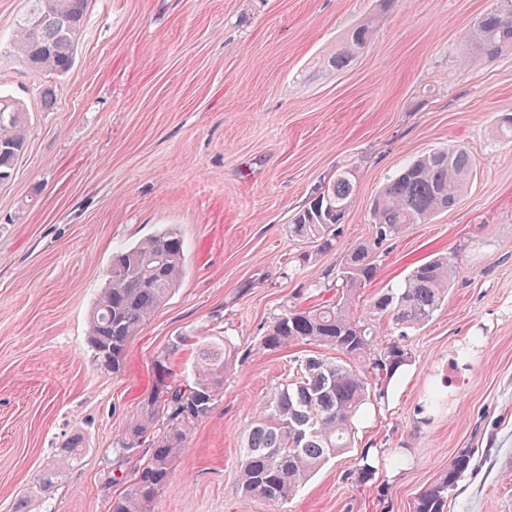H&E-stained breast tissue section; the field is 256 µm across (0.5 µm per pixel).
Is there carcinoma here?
Segmentation results:
<instances>
[{
	"mask_svg": "<svg viewBox=\"0 0 512 512\" xmlns=\"http://www.w3.org/2000/svg\"><path fill=\"white\" fill-rule=\"evenodd\" d=\"M11 43L12 55L34 74L63 75L73 67L84 30L89 0H26ZM373 21L350 28L327 57L338 71L351 64L374 39ZM464 62L492 59L512 50V0L479 17L464 35ZM28 117L24 105L0 94V186L12 180L25 151ZM475 161L463 145L423 154L409 161L376 194L370 207L375 238L351 247L336 273V301L309 308L290 307L261 336L259 347L278 351L308 342L329 347L349 362L321 356L302 358L297 376L275 390L243 440L238 488L241 495L277 507L321 466L351 447L355 421L374 396L385 397L390 381L410 361L405 337L425 326L448 296L456 273L455 258L438 257L415 266L396 288H381L357 311L362 290L377 277L374 255L386 239L409 224H424L455 206L467 189ZM356 169L337 170L312 194L307 206L288 225L292 239L320 253L336 241L356 194ZM184 243L173 231H162L140 243L112 253L105 287L94 301L87 341L92 362L114 374L124 368L131 341L170 297L184 266ZM387 323L397 339L376 347ZM197 349L192 375L176 383L169 355L184 346ZM235 356L229 339L177 336L154 360L156 381L137 405L120 439L124 453L142 452L139 466L112 478L125 488L112 497L109 512H154V504L169 484L174 464L194 426L212 411L224 389V369ZM368 362L356 370L351 363ZM85 437L73 434L56 449L54 463L44 468L16 504L29 512V503L58 482L77 463ZM471 452L451 462L448 472L422 491L413 512H445L449 492L470 468Z\"/></svg>",
	"mask_w": 512,
	"mask_h": 512,
	"instance_id": "cac0c4a2",
	"label": "carcinoma"
}]
</instances>
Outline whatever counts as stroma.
Wrapping results in <instances>:
<instances>
[{
  "mask_svg": "<svg viewBox=\"0 0 512 512\" xmlns=\"http://www.w3.org/2000/svg\"><path fill=\"white\" fill-rule=\"evenodd\" d=\"M496 0H90L65 76L23 71L6 52L25 0H0V91L24 100L29 136L0 186V512L70 434L81 462L30 512H109L116 443L181 333L231 337L224 391L194 428L155 512H410L414 499L474 451L445 512H512V52L470 66L463 32ZM377 16L346 69L318 62L351 26ZM55 109L43 111L40 85ZM462 144L468 191L375 253L364 295L396 285L428 257L458 260L448 297L407 339L406 373L368 401L355 444L286 503L238 493L241 439L304 355L262 352L290 306L333 298L353 245L374 236L370 204L410 158ZM358 189L332 251L310 252L288 226L337 169ZM176 231L185 271L133 339L121 374L95 368L87 317L112 251ZM310 260H303V253ZM440 404L419 407L431 388ZM386 460L357 482L365 451ZM402 464H394L395 456Z\"/></svg>",
  "mask_w": 512,
  "mask_h": 512,
  "instance_id": "obj_1",
  "label": "stroma"
}]
</instances>
